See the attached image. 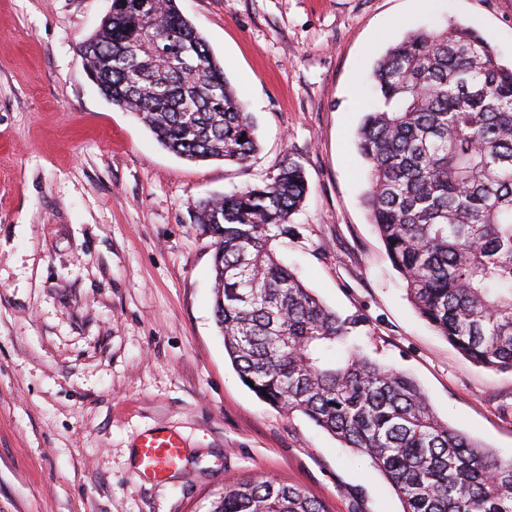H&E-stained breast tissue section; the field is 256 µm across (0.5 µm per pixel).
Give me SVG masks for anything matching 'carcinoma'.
Listing matches in <instances>:
<instances>
[{"label":"carcinoma","mask_w":512,"mask_h":512,"mask_svg":"<svg viewBox=\"0 0 512 512\" xmlns=\"http://www.w3.org/2000/svg\"><path fill=\"white\" fill-rule=\"evenodd\" d=\"M85 73L169 151L244 165L255 123L206 41L164 0H112L79 45ZM376 104L356 133L364 203L408 299L460 354L512 372V66L460 24L407 33L372 66ZM308 192L293 162L260 184L199 201L215 239L214 317L241 380L366 457L403 512H512V458L440 420L406 372L353 342L342 317L277 258ZM211 512H326L299 487L253 477Z\"/></svg>","instance_id":"1"}]
</instances>
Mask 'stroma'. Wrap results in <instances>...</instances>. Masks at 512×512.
<instances>
[{
	"mask_svg": "<svg viewBox=\"0 0 512 512\" xmlns=\"http://www.w3.org/2000/svg\"><path fill=\"white\" fill-rule=\"evenodd\" d=\"M256 120L247 164L164 148L86 77L80 42L112 0H0V512H210L264 474L326 512H402L369 462L240 380L214 318L215 244L190 210L284 162L309 194L276 244L307 286L366 323L355 341L411 375L438 417L512 458V373L425 321L362 205L355 144L374 60L460 22L512 63V0H177ZM184 458L137 474L136 444ZM137 448L139 472L158 480L178 466L184 445L180 436L162 431L145 438Z\"/></svg>",
	"mask_w": 512,
	"mask_h": 512,
	"instance_id": "35a3bbf8",
	"label": "stroma"
}]
</instances>
